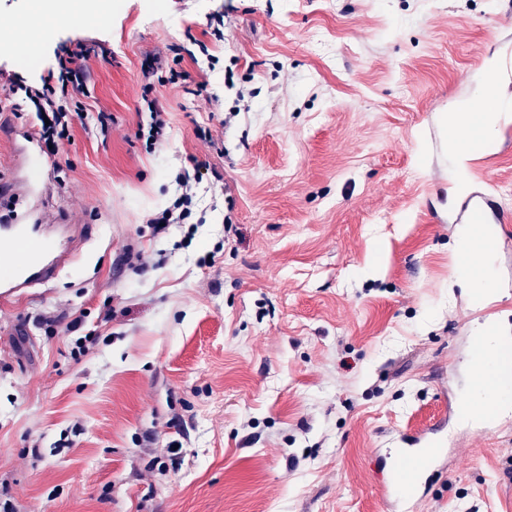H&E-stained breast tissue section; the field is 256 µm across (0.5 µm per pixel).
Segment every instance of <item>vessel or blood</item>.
I'll use <instances>...</instances> for the list:
<instances>
[{
	"label": "vessel or blood",
	"mask_w": 512,
	"mask_h": 512,
	"mask_svg": "<svg viewBox=\"0 0 512 512\" xmlns=\"http://www.w3.org/2000/svg\"><path fill=\"white\" fill-rule=\"evenodd\" d=\"M499 80L489 77L474 103L476 113L499 111ZM443 142L453 144L462 153H473L484 144L482 127L478 121L462 122L456 118L444 121L441 131ZM504 224L512 221L505 212H489L487 205L478 197L469 200L465 222L478 228L488 221ZM498 240H478L473 253L461 256L462 268L480 272L482 252L497 250ZM70 255L57 251L55 242L46 229L28 225L26 218L0 225V297L13 299L25 295L27 289L45 286L56 279L69 262ZM472 371L476 381V393L471 405H454V413L468 411L481 417L497 414L501 405L512 401V387L499 378L500 367L506 359L504 344L489 345L486 337L471 339ZM444 454L440 443L433 439L431 431L417 436L412 447L399 449L393 469L381 478V490L399 498H407L418 488L422 475Z\"/></svg>",
	"instance_id": "1"
}]
</instances>
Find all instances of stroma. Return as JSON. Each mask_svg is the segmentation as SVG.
I'll return each mask as SVG.
<instances>
[{
	"instance_id": "35a3bbf8",
	"label": "stroma",
	"mask_w": 512,
	"mask_h": 512,
	"mask_svg": "<svg viewBox=\"0 0 512 512\" xmlns=\"http://www.w3.org/2000/svg\"><path fill=\"white\" fill-rule=\"evenodd\" d=\"M78 50L87 124L46 197L10 194L30 152L9 134L38 125L13 87ZM508 57L512 0H112L0 51V220L41 208L75 256L0 301V512H512V411H448L476 324L512 329V223L472 308L439 138ZM183 169L192 215L154 235ZM468 169L512 213V144ZM58 313L94 331L85 354ZM428 428L445 457L392 503L377 466Z\"/></svg>"
}]
</instances>
